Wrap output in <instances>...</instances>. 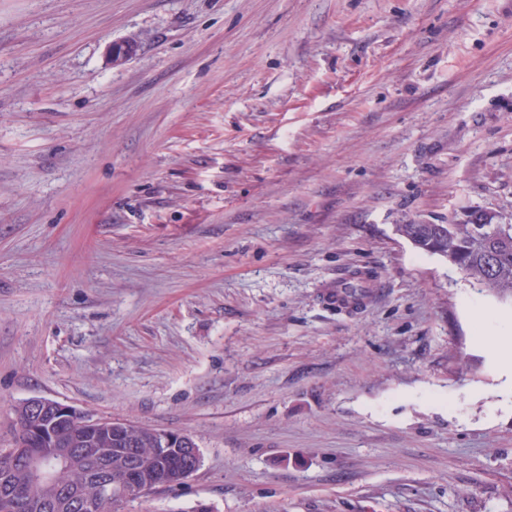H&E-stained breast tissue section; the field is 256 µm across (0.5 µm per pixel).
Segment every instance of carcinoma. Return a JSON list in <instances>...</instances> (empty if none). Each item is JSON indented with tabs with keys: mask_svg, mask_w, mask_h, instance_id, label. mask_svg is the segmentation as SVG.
I'll return each instance as SVG.
<instances>
[{
	"mask_svg": "<svg viewBox=\"0 0 512 512\" xmlns=\"http://www.w3.org/2000/svg\"><path fill=\"white\" fill-rule=\"evenodd\" d=\"M395 231L415 248L446 258L466 278L512 297V224H397ZM82 433L64 420L45 436L29 435L18 406L15 439L26 440L44 476L34 477L10 459L12 449L0 448V512H77L69 502L75 489L98 501L97 512H118L119 503L143 490L180 485L197 471L177 432H169L168 445L160 440L164 431L137 425L114 427L110 436Z\"/></svg>",
	"mask_w": 512,
	"mask_h": 512,
	"instance_id": "1",
	"label": "carcinoma"
}]
</instances>
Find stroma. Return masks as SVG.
I'll return each mask as SVG.
<instances>
[{
    "label": "stroma",
    "instance_id": "1",
    "mask_svg": "<svg viewBox=\"0 0 512 512\" xmlns=\"http://www.w3.org/2000/svg\"><path fill=\"white\" fill-rule=\"evenodd\" d=\"M480 215L512 0H0V448L47 398L198 445L119 512H512V299L395 232ZM361 280L362 276L360 275H353L336 280V284L332 285L330 288H324L322 292L323 299L328 304L336 306L338 309L354 311L368 300L365 297L366 290H352L349 287L352 284H358Z\"/></svg>",
    "mask_w": 512,
    "mask_h": 512
}]
</instances>
